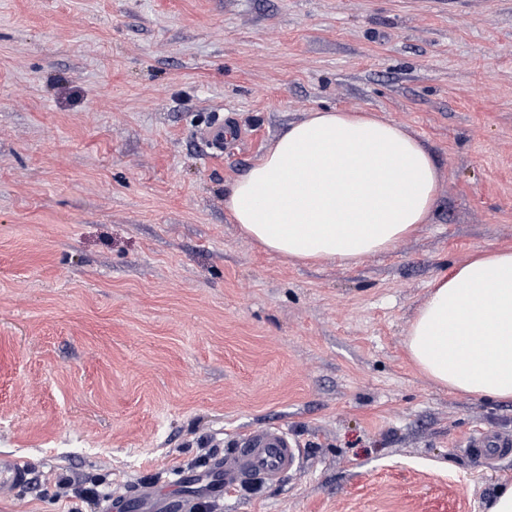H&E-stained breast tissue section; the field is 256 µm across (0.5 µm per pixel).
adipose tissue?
I'll return each mask as SVG.
<instances>
[{
    "label": "adipose tissue",
    "mask_w": 512,
    "mask_h": 512,
    "mask_svg": "<svg viewBox=\"0 0 512 512\" xmlns=\"http://www.w3.org/2000/svg\"><path fill=\"white\" fill-rule=\"evenodd\" d=\"M430 152L372 112L313 111L224 192L241 231L300 263L354 266L416 232L437 196ZM406 351L438 388L512 399V248L438 276Z\"/></svg>",
    "instance_id": "ef3b65f1"
}]
</instances>
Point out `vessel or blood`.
Instances as JSON below:
<instances>
[{"mask_svg":"<svg viewBox=\"0 0 512 512\" xmlns=\"http://www.w3.org/2000/svg\"><path fill=\"white\" fill-rule=\"evenodd\" d=\"M473 455L479 456L487 450H495L498 456L512 455V438L492 434L483 430L471 433L465 443ZM299 453L287 429L275 425L248 430L238 436L232 447L219 458L215 467L224 475L225 490H232L246 481H263L276 484L298 469ZM28 470L21 461L11 457H0V497L13 495L27 479ZM144 512H159L167 507L169 512H193L188 500H177L161 504L154 489L140 487L136 490Z\"/></svg>","mask_w":512,"mask_h":512,"instance_id":"vessel-or-blood-1","label":"vessel or blood"}]
</instances>
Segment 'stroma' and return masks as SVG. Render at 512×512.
Listing matches in <instances>:
<instances>
[{
    "instance_id": "stroma-1",
    "label": "stroma",
    "mask_w": 512,
    "mask_h": 512,
    "mask_svg": "<svg viewBox=\"0 0 512 512\" xmlns=\"http://www.w3.org/2000/svg\"><path fill=\"white\" fill-rule=\"evenodd\" d=\"M373 111L440 172L420 231L353 267L244 237L224 191L315 110ZM223 124L222 150L203 132ZM512 246V0H0V512L66 479L218 512H488L512 400L448 393L405 339L431 282ZM278 423V484L215 458ZM158 485V484H157ZM512 438L498 434L478 430L472 432L465 443V448L474 456H481L488 448L496 451L499 457H506L512 454ZM28 469L21 461L11 457H0V497L11 496L26 480Z\"/></svg>"
}]
</instances>
